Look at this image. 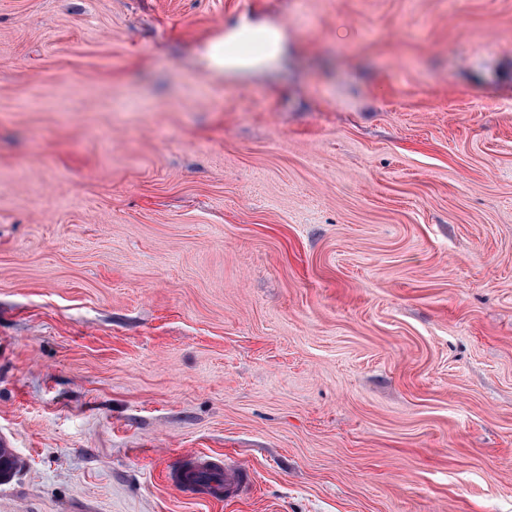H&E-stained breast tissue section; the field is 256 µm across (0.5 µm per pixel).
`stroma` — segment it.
Returning a JSON list of instances; mask_svg holds the SVG:
<instances>
[{"instance_id": "35a3bbf8", "label": "stroma", "mask_w": 512, "mask_h": 512, "mask_svg": "<svg viewBox=\"0 0 512 512\" xmlns=\"http://www.w3.org/2000/svg\"><path fill=\"white\" fill-rule=\"evenodd\" d=\"M0 437V512H512V0H0ZM240 43H254L262 46L260 54L252 57L242 55ZM282 50V37L278 30L264 23L245 24L232 29L210 41L205 56L213 75L224 77V73H236L264 66L276 59Z\"/></svg>"}]
</instances>
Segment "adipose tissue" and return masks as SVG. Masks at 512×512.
Listing matches in <instances>:
<instances>
[{
  "mask_svg": "<svg viewBox=\"0 0 512 512\" xmlns=\"http://www.w3.org/2000/svg\"><path fill=\"white\" fill-rule=\"evenodd\" d=\"M282 50L278 30L264 23L245 24L210 41L205 56L215 77L264 66Z\"/></svg>",
  "mask_w": 512,
  "mask_h": 512,
  "instance_id": "ef3b65f1",
  "label": "adipose tissue"
}]
</instances>
